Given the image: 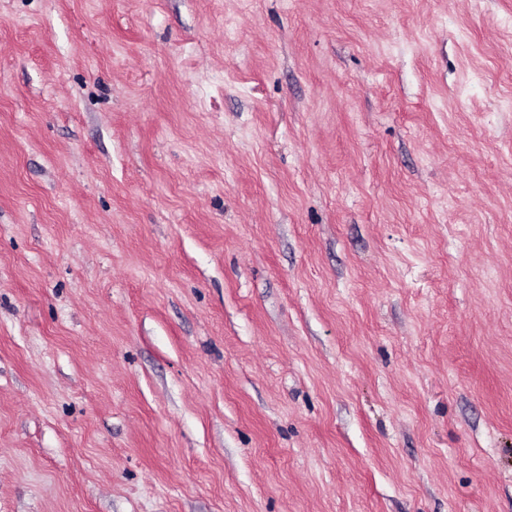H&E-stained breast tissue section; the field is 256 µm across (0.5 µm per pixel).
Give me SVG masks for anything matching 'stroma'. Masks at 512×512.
<instances>
[{
    "instance_id": "35a3bbf8",
    "label": "stroma",
    "mask_w": 512,
    "mask_h": 512,
    "mask_svg": "<svg viewBox=\"0 0 512 512\" xmlns=\"http://www.w3.org/2000/svg\"><path fill=\"white\" fill-rule=\"evenodd\" d=\"M0 512H512V0H0Z\"/></svg>"
}]
</instances>
